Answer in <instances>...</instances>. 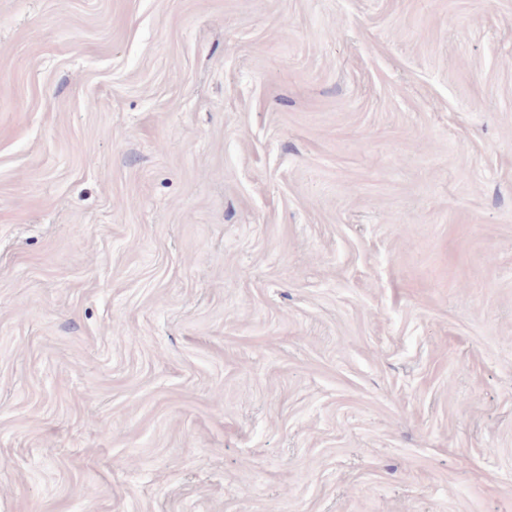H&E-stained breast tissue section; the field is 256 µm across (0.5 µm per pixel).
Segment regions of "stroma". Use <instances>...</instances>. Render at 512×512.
<instances>
[{"instance_id":"1","label":"stroma","mask_w":512,"mask_h":512,"mask_svg":"<svg viewBox=\"0 0 512 512\" xmlns=\"http://www.w3.org/2000/svg\"><path fill=\"white\" fill-rule=\"evenodd\" d=\"M0 512H512V0H0Z\"/></svg>"}]
</instances>
